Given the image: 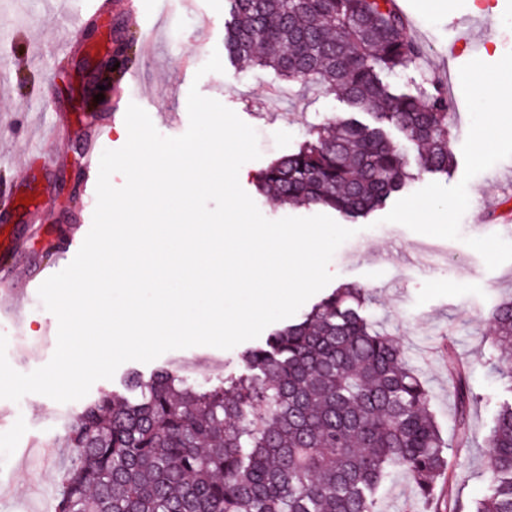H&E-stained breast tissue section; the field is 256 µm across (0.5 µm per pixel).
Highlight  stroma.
Returning <instances> with one entry per match:
<instances>
[{
    "label": "stroma",
    "mask_w": 512,
    "mask_h": 512,
    "mask_svg": "<svg viewBox=\"0 0 512 512\" xmlns=\"http://www.w3.org/2000/svg\"><path fill=\"white\" fill-rule=\"evenodd\" d=\"M406 33L426 49L420 71L396 77L407 89L420 78L448 90L455 159L446 175L424 174L386 206L353 221L354 236L333 255L331 288L368 289L366 313L402 350L430 395L445 439H452L455 397L444 345L468 367L477 400L470 409L472 443L462 451L452 493L477 501L489 492L486 441L493 413L511 396L494 371L497 350L490 315L512 296V228L480 218L478 205H504L512 179V114L484 151L475 131L489 107L471 77L512 58V0H403ZM227 0H0V335L16 371L45 366L57 344L58 321L38 287L76 255L92 226L96 200L86 187L88 154L121 148L117 132L129 104L147 111L158 132L176 137L189 126L190 88L218 100L254 128L261 152L246 162L240 185L264 217H309L317 210L286 205L257 191V177L273 160L309 136L313 104L325 118L345 116L335 91H302L266 69H239L223 59L222 72L202 73L213 50L224 47ZM153 30L152 47L144 33ZM99 49L123 44L127 61L112 75L103 108L85 109L83 61L87 38ZM107 136H99L100 128ZM244 345L224 350L195 346L155 360L128 361L112 379L96 381L87 399L59 403L40 394L0 399V512H53L62 472L72 462L61 446L69 421L104 393L121 389L129 372L150 374L171 365L190 381L218 384L242 371ZM380 512H427L410 481L393 472L379 491Z\"/></svg>",
    "instance_id": "1"
}]
</instances>
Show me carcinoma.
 Returning a JSON list of instances; mask_svg holds the SVG:
<instances>
[{"mask_svg": "<svg viewBox=\"0 0 512 512\" xmlns=\"http://www.w3.org/2000/svg\"><path fill=\"white\" fill-rule=\"evenodd\" d=\"M225 49L303 87H331L356 118L312 125L311 138L258 177L285 204L346 217L380 207L417 174H446L447 91L430 81L400 91L389 78L419 65L394 0H229ZM416 150L417 172L389 129ZM363 288L334 290L304 317L242 354L243 371L199 387L181 370L134 373L125 391L101 395L68 423L54 512H379L394 470L430 512H512V402L497 409L487 440L492 492L471 506L435 493L455 480L469 447L475 396L448 349L457 403L453 441L429 394L389 336L362 315ZM495 366L512 386V298L491 313Z\"/></svg>", "mask_w": 512, "mask_h": 512, "instance_id": "1", "label": "carcinoma"}]
</instances>
